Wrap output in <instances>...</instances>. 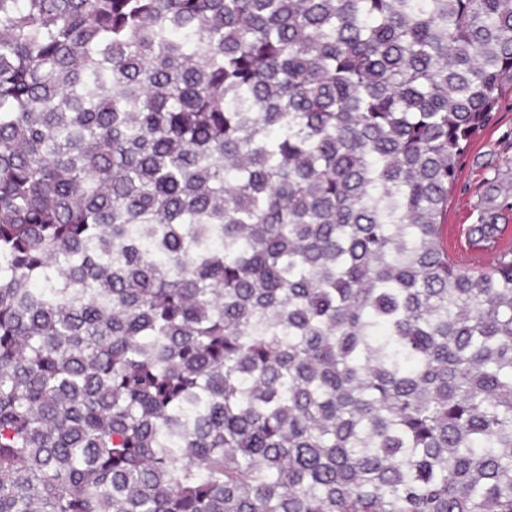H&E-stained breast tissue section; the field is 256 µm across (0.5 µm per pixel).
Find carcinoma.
Instances as JSON below:
<instances>
[{
    "label": "carcinoma",
    "mask_w": 512,
    "mask_h": 512,
    "mask_svg": "<svg viewBox=\"0 0 512 512\" xmlns=\"http://www.w3.org/2000/svg\"><path fill=\"white\" fill-rule=\"evenodd\" d=\"M510 86L512 0H0V512H512ZM498 187L502 196L506 188L512 195V90L502 96L494 121L465 156L451 195L442 244L461 265L472 244L471 225L478 223L481 211L501 200Z\"/></svg>",
    "instance_id": "1"
}]
</instances>
